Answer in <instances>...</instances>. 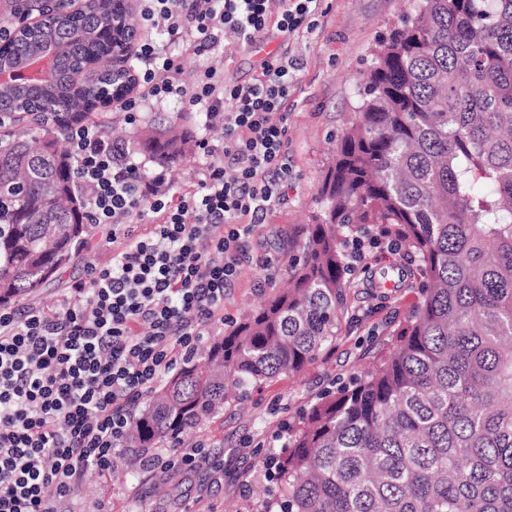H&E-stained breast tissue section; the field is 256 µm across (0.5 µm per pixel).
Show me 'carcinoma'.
<instances>
[{"label": "carcinoma", "instance_id": "1", "mask_svg": "<svg viewBox=\"0 0 512 512\" xmlns=\"http://www.w3.org/2000/svg\"><path fill=\"white\" fill-rule=\"evenodd\" d=\"M117 15L133 17L129 0H83L12 28L7 66L50 45L58 56L45 83L0 87V110L15 111L0 128V305L40 294L92 232L58 135L112 128L80 96L76 69L116 102L131 91L103 36ZM181 116L139 147L186 156ZM317 205L288 288L152 392L127 447L179 441L329 350L349 248L373 227L416 264L418 299L387 352L288 425L257 512H512V0H410L375 49Z\"/></svg>", "mask_w": 512, "mask_h": 512}]
</instances>
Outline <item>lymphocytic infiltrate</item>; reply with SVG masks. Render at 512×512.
<instances>
[{
  "label": "lymphocytic infiltrate",
  "instance_id": "f902f5d3",
  "mask_svg": "<svg viewBox=\"0 0 512 512\" xmlns=\"http://www.w3.org/2000/svg\"><path fill=\"white\" fill-rule=\"evenodd\" d=\"M323 2L141 0L142 26L188 38L204 64L186 76L154 39L141 42L138 94L120 106L127 123L141 104L177 98L224 137L198 140L200 176L185 190L166 167L142 174L101 127L68 128L77 189L90 223L108 231L112 263L73 282L55 307L0 306V512H61L85 472L109 471L126 450L131 405L223 321L256 227L286 200L285 118L301 62L283 53L231 84L213 51L224 39L250 48L272 27L286 41L313 32ZM143 214L141 232L130 219ZM144 464L224 467L202 443Z\"/></svg>",
  "mask_w": 512,
  "mask_h": 512
}]
</instances>
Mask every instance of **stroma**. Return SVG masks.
<instances>
[{
    "mask_svg": "<svg viewBox=\"0 0 512 512\" xmlns=\"http://www.w3.org/2000/svg\"><path fill=\"white\" fill-rule=\"evenodd\" d=\"M328 10L316 30L292 39V55L302 61L288 112V153L292 165L287 204L272 210L257 232L262 246L252 263L242 267L237 283L224 301L225 322L238 321L267 297L273 284L288 276L293 240L309 223L317 190L332 161V141L341 134L356 102L357 85L378 39L398 22L408 0H326ZM262 50L232 54L218 49L226 77L248 79L264 52H276L281 39L269 35ZM116 133L137 140L147 126L167 125L186 111L178 99L145 104L134 124H127L118 104H111ZM279 263L272 285L258 286L263 273L257 263L266 251ZM112 248L101 232L54 278L40 295L23 297L26 305L50 306L71 280L92 267L106 265ZM400 254L373 251L367 270L357 272L346 291L345 313L335 347L297 375H283L254 390L243 402L225 407L223 414L199 425L191 441L210 444L223 457L224 471H149L140 464L141 451L129 449L112 461L106 473L88 471L70 499L67 512H251L263 497L267 482L262 457L277 425L316 398L328 383L365 368L390 346L385 330L403 321L417 297L416 283L389 293L376 288L374 276L384 264L401 262Z\"/></svg>",
    "mask_w": 512,
    "mask_h": 512,
    "instance_id": "1",
    "label": "stroma"
}]
</instances>
